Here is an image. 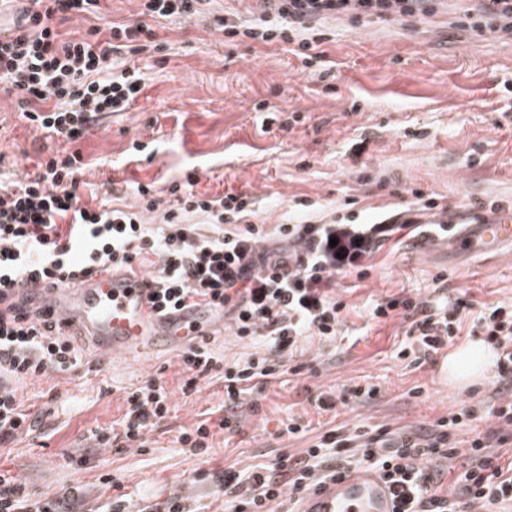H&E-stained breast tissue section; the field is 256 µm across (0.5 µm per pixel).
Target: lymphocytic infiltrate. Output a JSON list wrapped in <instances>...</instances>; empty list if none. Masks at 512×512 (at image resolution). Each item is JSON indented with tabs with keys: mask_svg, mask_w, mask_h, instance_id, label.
I'll return each instance as SVG.
<instances>
[{
	"mask_svg": "<svg viewBox=\"0 0 512 512\" xmlns=\"http://www.w3.org/2000/svg\"><path fill=\"white\" fill-rule=\"evenodd\" d=\"M141 19L107 22L66 37L72 17L100 16L101 0H26L18 37L0 38V90L15 94L21 117L46 138L63 141L34 172L13 177L0 168V302L29 283L66 285L96 272L149 274L151 301L168 310L203 301L224 311V328L251 348L227 360L208 342L180 354L183 390L222 372L218 420L203 419L179 441L209 455L216 431L237 432L249 396L285 373L303 343L331 345L344 325L340 278L368 277L390 241L454 239L448 205L414 189L396 215L361 223L359 211L307 216L298 224L255 223L256 201L245 191L198 193L172 183L169 201L137 188L136 202L91 208L79 193V144L105 118L126 111L146 86L129 56L164 52L148 21H196L211 33L279 40L306 53L325 41L331 19L353 25L404 21L435 12L437 0H257L260 14L246 26L214 0H142ZM457 23L469 36H512V0H477ZM373 321L401 318L410 353L426 361L461 334L481 337L493 353L499 393L492 425L467 447L456 433L478 419L481 402H462L426 432L341 424L316 436L300 456L244 472L203 471L201 480L224 492L225 512H270L281 497L301 500L362 468L379 473L398 502L396 512H512V304L473 310L470 302L423 300L400 293L377 300ZM81 358L70 336L43 314L0 309V447L20 440L40 418L20 394L30 378L74 370ZM171 393L154 378L127 391L124 412L107 427L88 430L92 448H143L169 414ZM67 496L44 497L0 472V512H67Z\"/></svg>",
	"mask_w": 512,
	"mask_h": 512,
	"instance_id": "1",
	"label": "lymphocytic infiltrate"
}]
</instances>
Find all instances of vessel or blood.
<instances>
[{"mask_svg": "<svg viewBox=\"0 0 512 512\" xmlns=\"http://www.w3.org/2000/svg\"><path fill=\"white\" fill-rule=\"evenodd\" d=\"M489 246L512 241V210L481 227ZM145 272L98 273L73 287L40 285L14 295L15 311L47 309L69 334L89 338L101 352L177 350L196 343L223 326L224 314L199 304L162 313L150 301ZM397 502L378 474L358 470L307 496L297 512H395Z\"/></svg>", "mask_w": 512, "mask_h": 512, "instance_id": "1", "label": "vessel or blood"}]
</instances>
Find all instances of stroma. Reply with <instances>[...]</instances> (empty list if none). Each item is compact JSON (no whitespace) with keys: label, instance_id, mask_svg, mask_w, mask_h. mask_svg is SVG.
<instances>
[{"label":"stroma","instance_id":"35a3bbf8","mask_svg":"<svg viewBox=\"0 0 512 512\" xmlns=\"http://www.w3.org/2000/svg\"><path fill=\"white\" fill-rule=\"evenodd\" d=\"M470 6V0H440L432 15L359 27L329 20L330 39L318 44L316 67L278 40L240 35L225 42L192 22L154 23L167 44L165 61L153 66L141 59L151 76L141 96L80 143L83 200L112 188L129 194L140 184L163 189L195 173L197 192L245 190L256 200L258 223L281 224L301 198L331 208L353 197L363 215L374 217L408 204L420 188L447 199L472 244L385 247L368 278L341 279L344 338L308 352L300 373H286L256 394L240 432L217 434L203 458L178 437L223 404V381L201 380L185 394L177 389V352L112 358L74 337L82 366L28 380L24 397L50 415L13 447H0V469L39 494L74 491V512H96L105 503L97 485L103 471L130 491L132 512L174 494L222 512V491L199 481L200 471L274 463L337 423L428 430L471 396L491 395L496 374L461 388L440 385L433 363L400 357L399 320L368 317L375 300L403 289L436 298L441 275L449 297L512 303V243L481 247L469 221L489 199L512 206V39L466 37L455 23ZM295 112L301 119L289 124ZM359 141L366 148L357 157ZM42 143L20 118L16 97L0 91V154L15 175L34 171ZM382 176L395 190L366 189ZM155 374L172 396L149 447L102 449L75 468L87 430L121 415V388ZM352 383L377 394L337 406L332 415L310 406L318 390ZM297 418L308 422L309 434L281 437Z\"/></svg>","mask_w":512,"mask_h":512}]
</instances>
